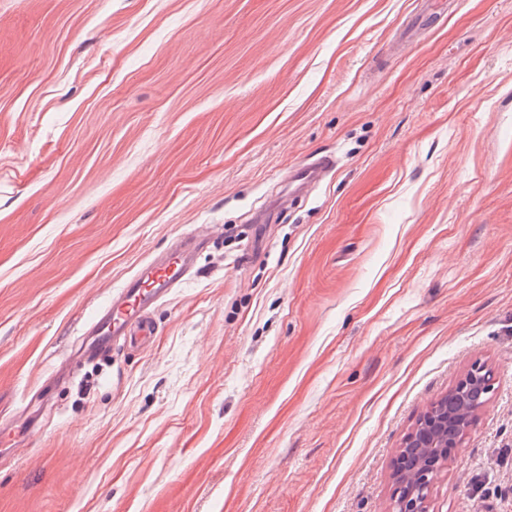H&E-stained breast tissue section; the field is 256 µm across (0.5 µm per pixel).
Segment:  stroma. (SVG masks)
Segmentation results:
<instances>
[{"label":"stroma","mask_w":512,"mask_h":512,"mask_svg":"<svg viewBox=\"0 0 512 512\" xmlns=\"http://www.w3.org/2000/svg\"><path fill=\"white\" fill-rule=\"evenodd\" d=\"M196 234L153 341L74 360ZM475 364L430 512H512V0H0V512H391ZM335 161L330 157L317 158L309 164L295 168L288 177V183L295 189H303L319 181L320 178L334 167ZM475 366L448 392L433 401L418 419L393 457V480L397 492L409 491L396 511L429 512L428 500L434 474L448 462V448H457L485 403L475 398L481 382ZM462 435L453 437L458 429ZM433 475L430 479L429 476ZM434 477V478H433Z\"/></svg>","instance_id":"1"}]
</instances>
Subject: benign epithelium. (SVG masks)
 I'll list each match as a JSON object with an SVG mask.
<instances>
[{
  "label": "benign epithelium",
  "instance_id": "obj_1",
  "mask_svg": "<svg viewBox=\"0 0 512 512\" xmlns=\"http://www.w3.org/2000/svg\"><path fill=\"white\" fill-rule=\"evenodd\" d=\"M481 382L476 369L468 371L448 392L433 401L418 419L393 457V480L409 491L399 512H429L433 484L430 476L448 462V449L458 447L484 404L475 398Z\"/></svg>",
  "mask_w": 512,
  "mask_h": 512
}]
</instances>
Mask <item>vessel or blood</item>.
<instances>
[{
  "mask_svg": "<svg viewBox=\"0 0 512 512\" xmlns=\"http://www.w3.org/2000/svg\"><path fill=\"white\" fill-rule=\"evenodd\" d=\"M333 167L332 158H318L295 168L288 177V183L297 189L305 188L319 181ZM201 243L197 235L182 238L173 243L164 259L149 262L125 281L111 302L97 311L84 329L89 336L88 358H96L120 341L132 345L151 341L155 334V307L191 275L194 267L190 249Z\"/></svg>",
  "mask_w": 512,
  "mask_h": 512,
  "instance_id": "1",
  "label": "vessel or blood"
}]
</instances>
